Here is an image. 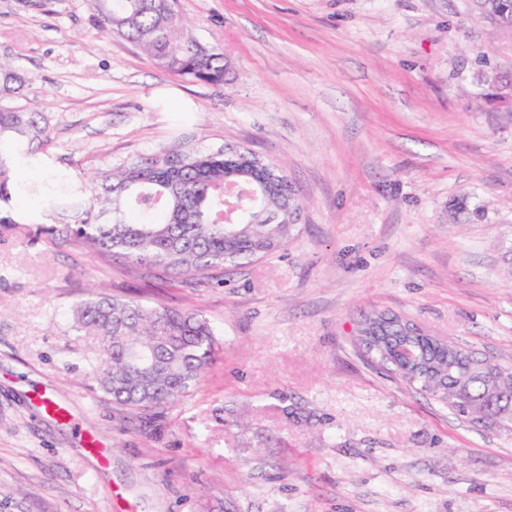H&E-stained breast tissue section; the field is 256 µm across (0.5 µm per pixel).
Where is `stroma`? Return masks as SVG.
Returning <instances> with one entry per match:
<instances>
[{"label":"stroma","mask_w":512,"mask_h":512,"mask_svg":"<svg viewBox=\"0 0 512 512\" xmlns=\"http://www.w3.org/2000/svg\"><path fill=\"white\" fill-rule=\"evenodd\" d=\"M224 82L171 75L91 0H0V57L51 143L0 224V512H512V430L478 427L366 363L400 316L512 364V35L473 0H176ZM191 144L285 167L288 248L214 279L159 276L39 230L99 169ZM199 309L223 343L161 413L112 403L74 331L89 289ZM43 393L68 412L34 402ZM223 420H216V409Z\"/></svg>","instance_id":"35a3bbf8"}]
</instances>
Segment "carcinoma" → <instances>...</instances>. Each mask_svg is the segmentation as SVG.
Masks as SVG:
<instances>
[{
  "instance_id": "carcinoma-1",
  "label": "carcinoma",
  "mask_w": 512,
  "mask_h": 512,
  "mask_svg": "<svg viewBox=\"0 0 512 512\" xmlns=\"http://www.w3.org/2000/svg\"><path fill=\"white\" fill-rule=\"evenodd\" d=\"M99 28L124 38L158 67L173 75L224 83V53L185 35L174 0H94ZM512 28V0H490ZM32 78L0 59V101L19 97ZM41 113L32 107L0 105V224H13L12 202L21 191L13 173L21 162L34 163L49 144ZM224 151L184 147L139 156L117 167L101 169L92 179L88 205L72 224L50 227L52 236L74 237L93 254L165 274L205 276L263 258L288 246L294 225L266 222L267 213L294 207L286 193L267 197L253 178V198L237 212L238 223H224ZM78 328L100 338L106 360L96 370L101 391L130 410L165 409L187 396L213 361L217 332L200 310L182 311L162 303L94 294L74 313ZM358 346L371 362L407 385L448 399L451 413L484 426L512 425V389L488 392L490 369L459 359L431 384L407 366L396 347L376 335V321L364 320ZM415 343L429 360L448 348L426 337Z\"/></svg>"
}]
</instances>
